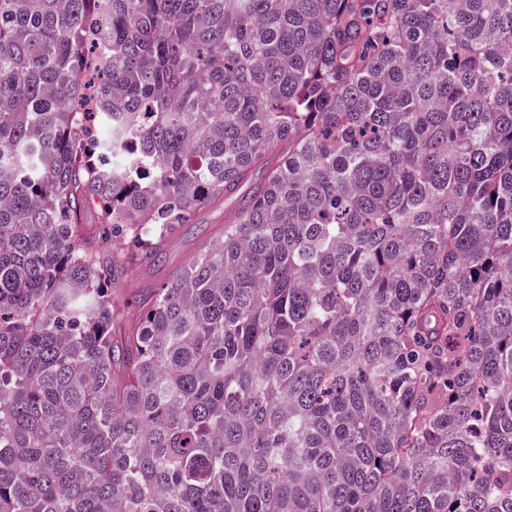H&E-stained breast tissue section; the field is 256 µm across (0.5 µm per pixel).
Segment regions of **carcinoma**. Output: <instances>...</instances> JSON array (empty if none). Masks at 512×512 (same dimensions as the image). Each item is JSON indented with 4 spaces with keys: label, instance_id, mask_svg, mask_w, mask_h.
I'll return each instance as SVG.
<instances>
[{
    "label": "carcinoma",
    "instance_id": "obj_1",
    "mask_svg": "<svg viewBox=\"0 0 512 512\" xmlns=\"http://www.w3.org/2000/svg\"><path fill=\"white\" fill-rule=\"evenodd\" d=\"M0 512H512V0H0ZM236 208L234 198L216 207L196 211L193 224L186 226L169 240L166 257L156 265L137 266L131 276L113 286L114 297L121 304L133 303L142 298L147 288H158L168 278L172 268L192 260L202 248L213 228L224 223V213Z\"/></svg>",
    "mask_w": 512,
    "mask_h": 512
}]
</instances>
